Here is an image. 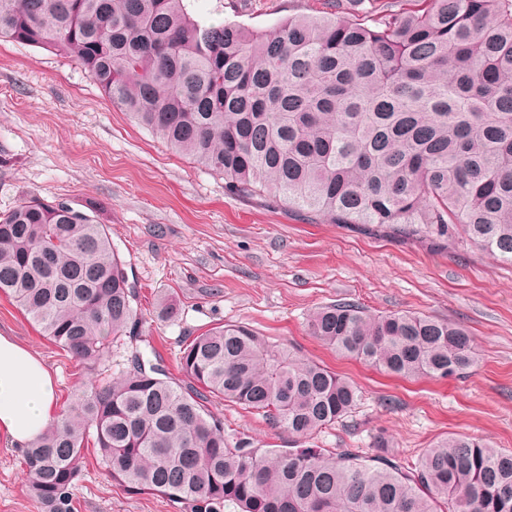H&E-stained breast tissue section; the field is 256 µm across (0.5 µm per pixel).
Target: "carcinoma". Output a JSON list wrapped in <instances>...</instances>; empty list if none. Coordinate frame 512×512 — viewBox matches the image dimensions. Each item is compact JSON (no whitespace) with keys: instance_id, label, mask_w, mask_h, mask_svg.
Returning a JSON list of instances; mask_svg holds the SVG:
<instances>
[{"instance_id":"cac0c4a2","label":"carcinoma","mask_w":512,"mask_h":512,"mask_svg":"<svg viewBox=\"0 0 512 512\" xmlns=\"http://www.w3.org/2000/svg\"><path fill=\"white\" fill-rule=\"evenodd\" d=\"M189 0H0V40L74 57L107 97L224 189L303 219L375 224L433 247L463 241L512 266V0H324L272 31L202 24ZM92 376L22 449L41 512H75L88 445L132 494L178 512H512V453L437 440L406 471L389 442L253 448L211 398L303 438L360 391L244 325L160 356L113 353L142 334L136 292L106 225L31 198L0 215V294ZM312 336L388 374L445 379L477 362L469 333L427 316H373L344 301Z\"/></svg>"}]
</instances>
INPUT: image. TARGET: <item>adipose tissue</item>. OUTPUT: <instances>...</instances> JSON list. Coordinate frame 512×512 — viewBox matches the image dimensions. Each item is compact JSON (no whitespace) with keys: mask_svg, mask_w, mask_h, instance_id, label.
Listing matches in <instances>:
<instances>
[{"mask_svg":"<svg viewBox=\"0 0 512 512\" xmlns=\"http://www.w3.org/2000/svg\"><path fill=\"white\" fill-rule=\"evenodd\" d=\"M56 394L42 361L0 335V435L14 443L37 439L49 426Z\"/></svg>","mask_w":512,"mask_h":512,"instance_id":"obj_1","label":"adipose tissue"}]
</instances>
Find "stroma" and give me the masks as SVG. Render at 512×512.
Returning a JSON list of instances; mask_svg holds the SVG:
<instances>
[{
	"instance_id": "stroma-1",
	"label": "stroma",
	"mask_w": 512,
	"mask_h": 512,
	"mask_svg": "<svg viewBox=\"0 0 512 512\" xmlns=\"http://www.w3.org/2000/svg\"><path fill=\"white\" fill-rule=\"evenodd\" d=\"M202 23L270 31L288 17L318 15L323 0H191ZM64 203L107 225L142 313L143 352L159 353L173 382L184 341L213 327L245 325L357 386L351 413L299 439L215 398L226 433L253 447L296 445L369 453L390 437L410 465L439 438L462 434L512 451V266L463 244L435 250L366 224L300 220L262 199L224 189L205 170L139 126L78 61L0 41V213L21 200ZM176 310L161 316V304ZM350 301L372 314L409 311L456 323L471 335L477 365L447 379L390 376L311 336L317 309ZM0 334L28 347L56 384V410L90 379L0 294ZM73 493L77 512H175L151 494H130L85 449ZM17 445L0 436V512H41Z\"/></svg>"
}]
</instances>
